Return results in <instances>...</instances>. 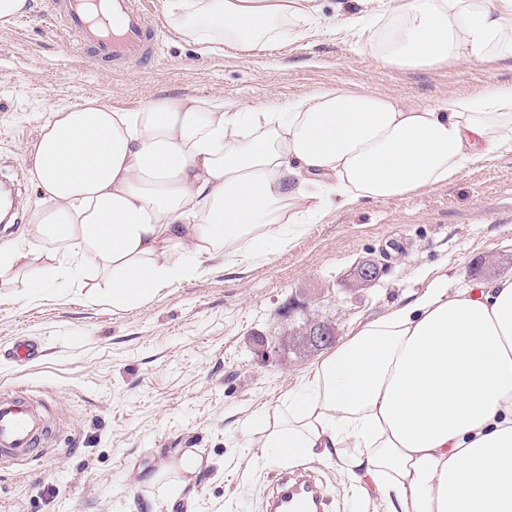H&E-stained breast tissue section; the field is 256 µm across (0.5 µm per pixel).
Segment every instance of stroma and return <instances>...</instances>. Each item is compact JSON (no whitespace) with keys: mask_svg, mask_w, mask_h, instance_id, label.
Wrapping results in <instances>:
<instances>
[{"mask_svg":"<svg viewBox=\"0 0 512 512\" xmlns=\"http://www.w3.org/2000/svg\"><path fill=\"white\" fill-rule=\"evenodd\" d=\"M311 24L253 48L211 52L182 40L153 0L149 23L162 39L145 64L112 68L44 20L42 0L0 28V181L14 182L9 243L40 256L54 247L26 233L44 194L26 176L31 151L52 110L95 100L124 112L147 101L197 96L251 107H286L319 87H367L415 106L475 98L494 87L512 93V58L491 57L422 69L383 66L377 55L396 20L368 19L369 0H309ZM377 259L379 280L354 290L359 261ZM198 279L163 286L143 304L119 310L100 292L104 276L59 280L29 301L27 272L0 280V391L42 401L47 454L0 468V512H263L282 464L246 447L252 420L283 405L323 359L279 349L268 358L258 336L274 338L289 299L307 297L315 317L347 338L360 324L412 301L437 281L449 288L512 274V152L466 166L443 184L383 202L337 206L324 223L249 266L202 260ZM37 345L20 363L16 339ZM197 473L174 508L148 476ZM331 512H360L352 481L329 462H311Z\"/></svg>","mask_w":512,"mask_h":512,"instance_id":"1","label":"stroma"}]
</instances>
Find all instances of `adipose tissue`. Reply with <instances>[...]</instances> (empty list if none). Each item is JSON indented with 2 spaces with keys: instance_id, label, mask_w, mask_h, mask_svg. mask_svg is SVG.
I'll return each instance as SVG.
<instances>
[{
  "instance_id": "obj_1",
  "label": "adipose tissue",
  "mask_w": 512,
  "mask_h": 512,
  "mask_svg": "<svg viewBox=\"0 0 512 512\" xmlns=\"http://www.w3.org/2000/svg\"><path fill=\"white\" fill-rule=\"evenodd\" d=\"M383 62L432 68L512 57V0H386ZM166 24L201 46L259 47L310 19L300 0H164ZM512 151V93L415 107L367 89L319 88L281 112L197 97L121 112H52L29 176L45 200L28 231L40 257L0 246V279L104 273L112 306L195 279L196 258L269 257L335 203L386 201ZM249 447L279 463L329 461L385 512H512V276L434 285L368 321Z\"/></svg>"
}]
</instances>
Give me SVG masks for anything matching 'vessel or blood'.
Segmentation results:
<instances>
[{
    "instance_id": "obj_1",
    "label": "vessel or blood",
    "mask_w": 512,
    "mask_h": 512,
    "mask_svg": "<svg viewBox=\"0 0 512 512\" xmlns=\"http://www.w3.org/2000/svg\"><path fill=\"white\" fill-rule=\"evenodd\" d=\"M51 17L67 33L115 63L147 61L157 50L156 31L147 20L146 0H47ZM42 420L26 399L0 397V464L9 465L37 450ZM326 501L305 469L283 472L266 504L268 512H323Z\"/></svg>"
}]
</instances>
